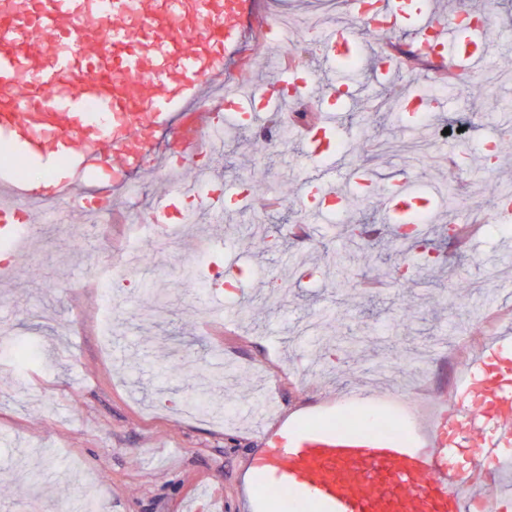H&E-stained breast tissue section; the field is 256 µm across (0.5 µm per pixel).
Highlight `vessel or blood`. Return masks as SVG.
<instances>
[{"label":"vessel or blood","instance_id":"obj_1","mask_svg":"<svg viewBox=\"0 0 512 512\" xmlns=\"http://www.w3.org/2000/svg\"><path fill=\"white\" fill-rule=\"evenodd\" d=\"M254 0H0V142L22 161L58 159L64 172L17 177L0 164V236L16 252L14 227L39 210L76 198L92 213L112 212L111 192L156 163L167 138L169 169L194 166L192 184L156 197L152 225L169 233L190 211L222 212L246 204L249 191H227L206 162L224 135V115L255 125L273 104L315 98L321 114L305 129L314 159L337 151L336 114L359 88L337 77L352 57L367 59L377 83L396 70L393 58L368 54L358 29L332 22L318 34L321 77L296 65L261 94L224 88L226 62L236 56L254 18ZM348 13L378 34L409 31L419 54L448 60L455 73L485 70L487 25L438 18L426 0H348ZM443 100L422 85L401 101L405 117L441 112ZM306 213L334 210L344 198L334 179L306 181ZM427 199L396 181L386 195L388 223L423 234L414 211ZM261 484L252 512H273L274 497L296 493L317 512H502L512 504V336H495L459 370L424 439L324 426L279 425L264 431L248 459ZM484 475L473 496L467 470Z\"/></svg>","mask_w":512,"mask_h":512}]
</instances>
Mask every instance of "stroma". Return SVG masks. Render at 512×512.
Here are the masks:
<instances>
[{
	"mask_svg": "<svg viewBox=\"0 0 512 512\" xmlns=\"http://www.w3.org/2000/svg\"><path fill=\"white\" fill-rule=\"evenodd\" d=\"M490 20L487 71L500 80L487 89L496 106L463 83L450 92L439 83L434 91L446 110L415 133L398 112L412 73L368 86L339 123L350 130L346 164L365 166L373 192L339 183L345 208L308 225L306 237L289 232L301 209L300 185L320 178L328 162L307 159L300 142L276 147L255 129L236 127L210 165L226 184L252 189L251 200L181 225L165 263L144 245L145 262L131 284L112 292L108 336L99 332L94 284L133 224L105 229L78 211L68 224H35L36 249L16 256L13 280L0 283V335L40 353L22 364L0 349V512H82L94 499L99 512H187L203 485L223 495L216 512H249L243 484L262 428L346 423L355 417L344 399L352 387L370 405L358 416L364 422L385 415L399 387L415 403L448 399L459 364L471 357L457 351V337L512 330V262L495 265L472 249L457 251L445 206L456 188L458 215L480 225L484 251L508 235L494 209L497 192L512 189V136L502 134V118L512 114V0H500ZM306 44L292 32L271 45L248 29L227 76L272 82L284 58L309 64ZM460 113L477 117L462 136L423 153L389 147L401 138L427 141L434 123ZM400 176L421 184L437 204L429 241L446 273L414 264L384 222V197ZM270 193L283 197L282 208L263 207ZM351 216L378 228L361 243L363 259L352 262L340 233ZM258 220L278 234L250 236ZM228 243L257 292L291 275L287 299L250 300L248 318L231 321L211 289L179 278L181 261L203 250L210 264L224 267ZM367 278L383 281L378 294L363 291ZM220 347L231 357L222 382L181 372L188 361L215 366ZM192 391L204 393L213 411L188 413L184 396Z\"/></svg>",
	"mask_w": 512,
	"mask_h": 512,
	"instance_id": "obj_1",
	"label": "stroma"
}]
</instances>
